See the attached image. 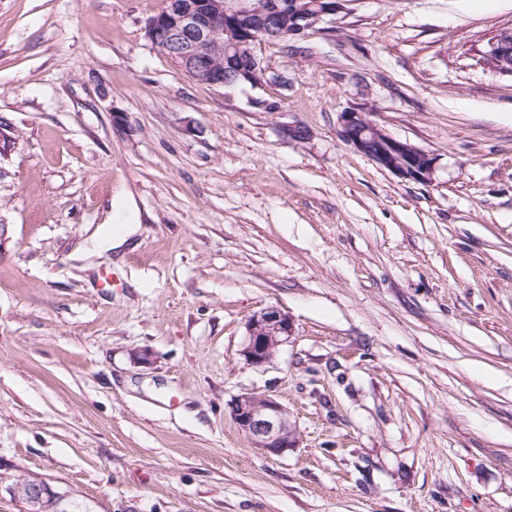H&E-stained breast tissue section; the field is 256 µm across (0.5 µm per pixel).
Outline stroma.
Segmentation results:
<instances>
[{"instance_id": "35a3bbf8", "label": "stroma", "mask_w": 512, "mask_h": 512, "mask_svg": "<svg viewBox=\"0 0 512 512\" xmlns=\"http://www.w3.org/2000/svg\"><path fill=\"white\" fill-rule=\"evenodd\" d=\"M163 6L0 0V512L24 475L89 512H512V76L480 60L512 0H353L257 45L287 85L229 87L151 46ZM363 107L430 183L343 141ZM268 307L293 336L252 366ZM243 393L295 448H250ZM292 337L288 315L275 307H268L251 316L240 355L247 364L267 363L275 352ZM231 412L250 448L269 456H281L295 448L296 428L286 408L272 395H238L232 400Z\"/></svg>"}]
</instances>
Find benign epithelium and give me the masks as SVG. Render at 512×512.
<instances>
[{"mask_svg":"<svg viewBox=\"0 0 512 512\" xmlns=\"http://www.w3.org/2000/svg\"><path fill=\"white\" fill-rule=\"evenodd\" d=\"M352 0H166L152 16L145 36L165 42L181 68L195 81L214 87L240 83L258 85L267 71L255 52L260 41L303 36L324 18L345 9ZM484 63L491 70L512 76V27L498 31ZM340 136L354 150L398 177L429 183L435 157L388 134L372 119V109L340 113ZM292 337L288 315L267 307L251 316L240 350L244 361L260 366ZM238 430L251 447L269 456H281L296 445V428L286 408L268 394L244 393L232 400ZM24 512L55 500L59 494L38 478L23 479L11 488Z\"/></svg>","mask_w":512,"mask_h":512,"instance_id":"obj_1","label":"benign epithelium"}]
</instances>
